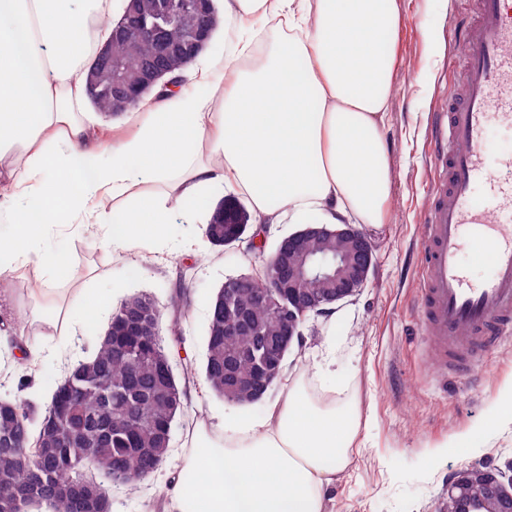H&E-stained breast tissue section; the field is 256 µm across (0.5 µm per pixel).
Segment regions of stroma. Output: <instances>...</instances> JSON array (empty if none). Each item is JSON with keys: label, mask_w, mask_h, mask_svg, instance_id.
<instances>
[{"label": "stroma", "mask_w": 512, "mask_h": 512, "mask_svg": "<svg viewBox=\"0 0 512 512\" xmlns=\"http://www.w3.org/2000/svg\"><path fill=\"white\" fill-rule=\"evenodd\" d=\"M399 5L387 126L388 217L366 231L375 270L361 292L336 304L332 314L306 319L301 342L285 356L264 402L231 404L203 385L212 302L225 278L258 270L261 254L244 242L212 245L200 224L172 225L165 245L133 256L103 245L94 229L52 228V235L68 236L72 267L82 270L84 287L107 293V305L84 310L76 354L69 337L18 327L17 336L37 357L10 363L7 378L0 380V399L28 405L32 422H39L64 374L60 356L89 358L121 304L145 295L162 313L160 337L183 403L167 457L137 493L94 473L112 500V512H142L147 505L167 512L166 486L173 478H187L183 454L200 421L263 416L295 383L314 401L350 408L358 428L354 462L327 493L329 512H443L457 473L481 466L512 468V427L482 429L501 389L512 383V341L493 345L478 370L452 373L443 381L426 364L417 315L421 236L436 175L432 127L447 110L459 78L458 30L465 6L462 0H399ZM26 276L23 269L0 276L1 288L16 291L15 314L44 313L66 302L72 282L65 272L56 274L47 301L18 291ZM177 289L184 294L178 321L169 307ZM465 434L474 436L476 450L451 447V440Z\"/></svg>", "instance_id": "1"}]
</instances>
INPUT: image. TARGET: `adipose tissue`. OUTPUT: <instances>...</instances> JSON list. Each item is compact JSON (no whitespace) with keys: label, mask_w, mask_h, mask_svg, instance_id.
<instances>
[{"label":"adipose tissue","mask_w":512,"mask_h":512,"mask_svg":"<svg viewBox=\"0 0 512 512\" xmlns=\"http://www.w3.org/2000/svg\"><path fill=\"white\" fill-rule=\"evenodd\" d=\"M114 0H0V273L33 265L41 282L69 264L50 227H95L133 251L170 225L210 220L208 195H246L261 224L386 220L384 136L401 23L398 0H224L241 34L199 72L225 70L224 103L156 100L113 143L83 118L76 74L97 51ZM287 32L253 44L269 18ZM111 209H104V200ZM354 429L335 406L289 386L267 414L203 431L183 459L202 481H172V512H325L352 463Z\"/></svg>","instance_id":"1"}]
</instances>
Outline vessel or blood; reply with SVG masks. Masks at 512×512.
<instances>
[{"label": "vessel or blood", "mask_w": 512, "mask_h": 512, "mask_svg": "<svg viewBox=\"0 0 512 512\" xmlns=\"http://www.w3.org/2000/svg\"><path fill=\"white\" fill-rule=\"evenodd\" d=\"M460 82L434 130L437 176L420 253L422 331L429 365L449 355L479 365L512 336V152L486 148L491 125L512 129V0H467ZM488 267L475 279L462 261Z\"/></svg>", "instance_id": "b4317fda"}]
</instances>
